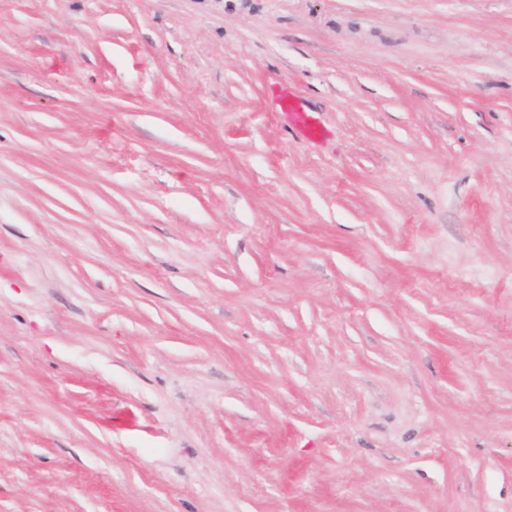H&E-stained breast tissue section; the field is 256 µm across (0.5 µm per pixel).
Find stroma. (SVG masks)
Returning a JSON list of instances; mask_svg holds the SVG:
<instances>
[{"instance_id":"35a3bbf8","label":"stroma","mask_w":512,"mask_h":512,"mask_svg":"<svg viewBox=\"0 0 512 512\" xmlns=\"http://www.w3.org/2000/svg\"><path fill=\"white\" fill-rule=\"evenodd\" d=\"M0 512H512V0H0ZM280 108L288 124L297 128L306 139L316 140L323 136V131L316 123L312 114L300 111L289 98H283Z\"/></svg>"}]
</instances>
